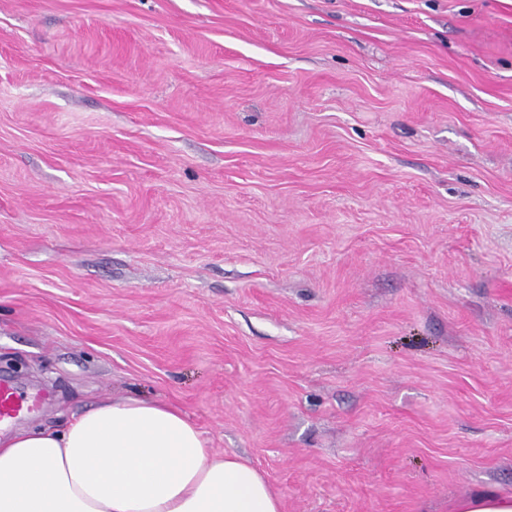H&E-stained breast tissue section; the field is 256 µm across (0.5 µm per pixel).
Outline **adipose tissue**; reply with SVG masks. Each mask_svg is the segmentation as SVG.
<instances>
[{
  "mask_svg": "<svg viewBox=\"0 0 512 512\" xmlns=\"http://www.w3.org/2000/svg\"><path fill=\"white\" fill-rule=\"evenodd\" d=\"M0 512H282V501L257 468L206 448L183 411L130 397L0 438Z\"/></svg>",
  "mask_w": 512,
  "mask_h": 512,
  "instance_id": "adipose-tissue-1",
  "label": "adipose tissue"
}]
</instances>
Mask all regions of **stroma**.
Returning a JSON list of instances; mask_svg holds the SVG:
<instances>
[{
	"instance_id": "1",
	"label": "stroma",
	"mask_w": 512,
	"mask_h": 512,
	"mask_svg": "<svg viewBox=\"0 0 512 512\" xmlns=\"http://www.w3.org/2000/svg\"><path fill=\"white\" fill-rule=\"evenodd\" d=\"M2 375L283 512L512 491V0H0Z\"/></svg>"
}]
</instances>
